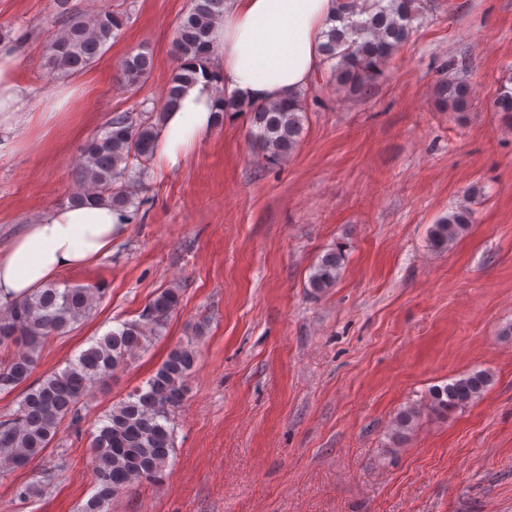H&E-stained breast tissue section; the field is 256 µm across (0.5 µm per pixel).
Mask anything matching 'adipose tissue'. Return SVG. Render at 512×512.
Wrapping results in <instances>:
<instances>
[{
  "label": "adipose tissue",
  "mask_w": 512,
  "mask_h": 512,
  "mask_svg": "<svg viewBox=\"0 0 512 512\" xmlns=\"http://www.w3.org/2000/svg\"><path fill=\"white\" fill-rule=\"evenodd\" d=\"M339 0H226L210 34V57L197 77L165 110L153 160L174 169L207 141L225 98L242 102L292 101L322 65L319 45L333 24ZM22 51L0 41V131L21 138L32 120L64 111L76 86H62L33 110L20 80ZM127 212L84 202L46 211L0 248V304L20 299L62 271L92 264L126 231Z\"/></svg>",
  "instance_id": "1"
}]
</instances>
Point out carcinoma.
Returning <instances> with one entry per match:
<instances>
[{"mask_svg":"<svg viewBox=\"0 0 512 512\" xmlns=\"http://www.w3.org/2000/svg\"><path fill=\"white\" fill-rule=\"evenodd\" d=\"M421 9L420 0H340L337 24L324 33L325 42L320 45L336 90L348 94L364 91L409 40ZM223 13L224 0H190L174 32L172 51L178 66L165 92L163 108L175 106L182 90L194 82L196 70L187 60L206 55L211 29ZM121 25L122 18L110 11L69 20L50 44L46 68L56 77L84 71L104 52ZM152 66L149 54H131L121 66L120 79L134 87L149 77ZM444 70L448 76L436 84L437 99L462 111L469 104L470 86L454 74L468 71L467 59L451 56ZM306 100L305 96L293 104L230 100L228 107L249 116L254 147L266 163L276 165L288 159L301 143ZM493 107L512 120V88L500 91ZM156 135L157 125L149 119L136 120L126 112L113 115L82 149L77 163L80 191L71 196L70 203L105 199L126 212L139 210L142 202L135 201L133 186L147 171ZM472 216L470 202L457 206L431 226L430 245L447 247L467 229ZM342 261L338 251L322 256L308 287L316 294L334 287ZM101 295L98 286L60 288L50 283L11 302L7 311L0 313V349L8 350L6 356L0 355V393H10L27 382L47 341L65 335L88 317ZM178 304V289H163L148 302L139 319L107 332L65 368L27 386L17 412L0 421V465L24 469L44 457L63 427L79 428L85 397L135 351L144 348L149 337L160 335ZM196 360L197 353L190 347L171 350L149 378L146 390L133 391L99 419L97 434L89 443L94 493L79 512H109L112 499L120 492L161 477L173 445L171 412L183 400ZM490 383L488 372L475 371L436 386L429 392L430 408L446 413L480 398ZM418 416L419 410L411 406L400 411L393 436L405 437ZM44 490L45 485L39 482L19 484L13 498L25 503L42 496Z\"/></svg>","mask_w":512,"mask_h":512,"instance_id":"1","label":"carcinoma"}]
</instances>
